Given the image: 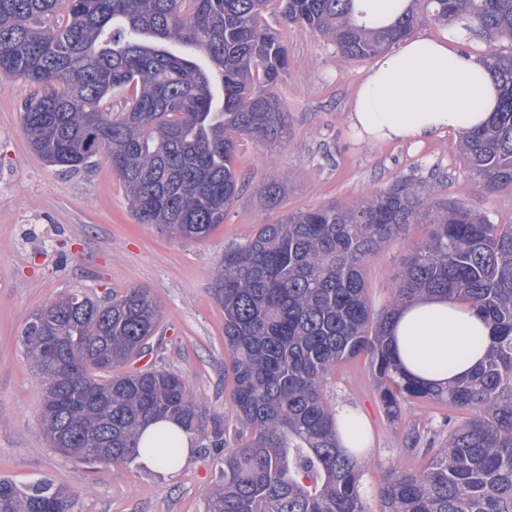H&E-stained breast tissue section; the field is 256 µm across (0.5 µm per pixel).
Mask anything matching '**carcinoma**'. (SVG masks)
Wrapping results in <instances>:
<instances>
[{"mask_svg":"<svg viewBox=\"0 0 512 512\" xmlns=\"http://www.w3.org/2000/svg\"><path fill=\"white\" fill-rule=\"evenodd\" d=\"M278 2L283 23L329 38L345 60L384 54L425 20L468 18L475 31L512 44V0H409L395 21L371 28L355 0H0V80L35 88L23 126L43 161L79 170L105 156L138 223L203 239L224 223L242 184L236 138L275 145L288 112L268 89L287 72L280 34L261 24ZM500 102L485 127L460 136L467 164L490 190H512V47L486 53ZM134 88L112 118L114 93ZM285 180L259 189L280 206ZM409 224H428L411 250L392 302L375 314L362 266ZM479 307L492 327L486 363L446 388L400 373L387 336L395 310L422 294ZM231 406L245 428L224 452V429L206 432L200 403L179 375L112 370L150 349L161 310L139 288L106 301L69 293L34 313L22 343L44 392L49 445L87 464L131 465L142 429L170 419L224 452L204 512H368L357 455L365 433L346 421L336 438L324 397L330 373L364 355L379 400L395 422L409 399L471 412L448 435L408 434L428 458L392 467L375 490L377 512H512V224L399 181L362 204L285 213L224 250L218 277ZM74 498L47 479H0V512H73Z\"/></svg>","mask_w":512,"mask_h":512,"instance_id":"cac0c4a2","label":"carcinoma"}]
</instances>
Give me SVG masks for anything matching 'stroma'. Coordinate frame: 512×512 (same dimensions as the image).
<instances>
[{
  "label": "stroma",
  "mask_w": 512,
  "mask_h": 512,
  "mask_svg": "<svg viewBox=\"0 0 512 512\" xmlns=\"http://www.w3.org/2000/svg\"><path fill=\"white\" fill-rule=\"evenodd\" d=\"M264 23L279 29L288 51V72L273 88L289 112L288 136L274 149L239 137L235 166L247 187L223 224L198 241L137 223L104 157L80 171L45 164L23 131L29 85L0 84V477L19 484L47 479L65 487L74 512H203L218 481L219 459L208 448L195 449L177 473L165 476L136 464L88 466L50 447L40 423L43 387L22 334L29 316L59 296L145 290L163 318L152 350L133 368L180 374L207 416L237 431L241 425L224 375V309L217 299L225 248L247 241L257 225L275 223L283 213L358 202L405 179L468 205L492 223L512 224V192L484 188L458 152L455 129L420 146L359 140L348 113L373 60L341 61L335 46L314 30L281 25L276 7L265 12ZM273 175L286 178L288 188L280 208L265 210L258 190ZM429 230L426 224L408 225L366 259L363 277L373 311L390 303L411 245ZM326 398L332 406L358 410L367 421L368 493L394 464L424 466V458L407 449L410 429L439 431L446 420L463 418L447 407L409 400L401 405L399 422H389L363 356L332 371Z\"/></svg>",
  "instance_id": "stroma-1"
}]
</instances>
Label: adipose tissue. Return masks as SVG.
<instances>
[{
  "mask_svg": "<svg viewBox=\"0 0 512 512\" xmlns=\"http://www.w3.org/2000/svg\"><path fill=\"white\" fill-rule=\"evenodd\" d=\"M466 22L438 39L410 36L360 81L349 122L367 143L422 144L443 128L465 132L487 125L498 89L480 57L464 50ZM401 371L445 387L485 361L491 328L475 306L425 294L398 308L388 329Z\"/></svg>",
  "mask_w": 512,
  "mask_h": 512,
  "instance_id": "adipose-tissue-1",
  "label": "adipose tissue"
}]
</instances>
